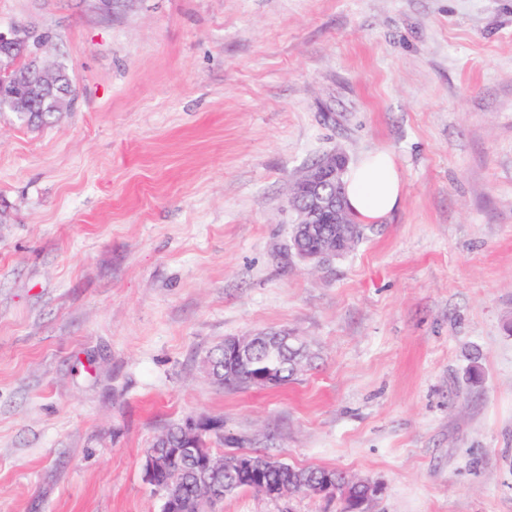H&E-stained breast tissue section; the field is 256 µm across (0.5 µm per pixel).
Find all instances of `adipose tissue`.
Segmentation results:
<instances>
[{
  "instance_id": "1",
  "label": "adipose tissue",
  "mask_w": 512,
  "mask_h": 512,
  "mask_svg": "<svg viewBox=\"0 0 512 512\" xmlns=\"http://www.w3.org/2000/svg\"><path fill=\"white\" fill-rule=\"evenodd\" d=\"M348 209L360 223L370 224L396 210L403 181L393 157L377 152L350 165L344 176Z\"/></svg>"
}]
</instances>
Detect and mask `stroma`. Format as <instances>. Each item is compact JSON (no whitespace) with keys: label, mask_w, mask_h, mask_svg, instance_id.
Wrapping results in <instances>:
<instances>
[{"label":"stroma","mask_w":512,"mask_h":512,"mask_svg":"<svg viewBox=\"0 0 512 512\" xmlns=\"http://www.w3.org/2000/svg\"><path fill=\"white\" fill-rule=\"evenodd\" d=\"M13 27L76 94L0 112V512H161L145 451L188 417L380 485L367 512H512V0H0ZM333 151L390 153L403 200L319 268L291 187ZM281 330L288 384L205 372Z\"/></svg>","instance_id":"obj_1"}]
</instances>
